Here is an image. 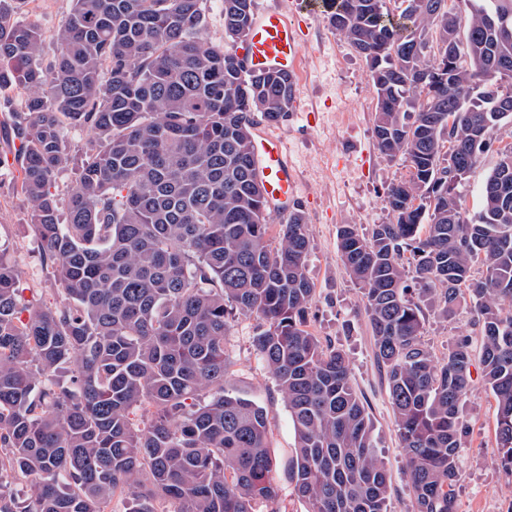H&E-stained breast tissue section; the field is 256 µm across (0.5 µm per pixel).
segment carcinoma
<instances>
[{"mask_svg": "<svg viewBox=\"0 0 512 512\" xmlns=\"http://www.w3.org/2000/svg\"><path fill=\"white\" fill-rule=\"evenodd\" d=\"M24 2L0 0V107L61 300L21 303L0 252V512H103L117 495L122 512H278L267 415L224 385L238 315L259 321L254 345L288 402L308 512H388L348 358L307 329L305 216L290 212L272 246L256 172L252 115L286 119L295 81L209 42L205 0H73L43 66V32L7 8ZM393 2L331 0L330 26L370 72L377 148L408 167L386 191L391 222L367 235L342 224L337 242L385 368L415 512H456L472 336L437 359L422 304L446 318L463 293L475 301L498 465L512 477V143L478 213L460 194L512 122V0ZM222 11L244 42L253 0ZM76 127L91 139L63 224L51 188Z\"/></svg>", "mask_w": 512, "mask_h": 512, "instance_id": "cac0c4a2", "label": "carcinoma"}]
</instances>
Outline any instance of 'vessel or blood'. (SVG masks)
I'll use <instances>...</instances> for the list:
<instances>
[{
  "label": "vessel or blood",
  "mask_w": 512,
  "mask_h": 512,
  "mask_svg": "<svg viewBox=\"0 0 512 512\" xmlns=\"http://www.w3.org/2000/svg\"><path fill=\"white\" fill-rule=\"evenodd\" d=\"M246 46L251 70H282L293 74L298 69L299 44L294 29L282 12L268 11L254 17ZM257 141V164L268 203L271 207L286 209L296 193V172L277 138L262 132Z\"/></svg>",
  "instance_id": "obj_1"
}]
</instances>
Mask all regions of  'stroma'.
Instances as JSON below:
<instances>
[{
  "label": "stroma",
  "instance_id": "35a3bbf8",
  "mask_svg": "<svg viewBox=\"0 0 512 512\" xmlns=\"http://www.w3.org/2000/svg\"><path fill=\"white\" fill-rule=\"evenodd\" d=\"M73 8L72 0H26L17 18L38 25L44 34L43 61L57 53L53 38ZM292 21L301 40L297 99L286 120L269 125L280 136L297 175V194L291 209L301 210L312 241L306 275L315 288L309 328L322 340L346 353L354 387L372 421L376 451L391 479L390 512H414V498L406 475L386 382L374 354L372 334L362 294L346 272L337 246L342 224L370 232L389 222L384 192L407 176L404 162L381 156L373 134L374 93L364 60L329 26L325 14L296 10ZM14 138L0 129V253L16 268L25 299L54 304L59 295L42 258L40 242L29 222V205L17 185ZM469 301H462L455 317H425L422 340L443 357L454 338L472 332ZM255 317L236 316L225 340L230 362L228 386L236 389L268 415L269 447L276 461L273 472L279 487L280 512H306L294 493L289 464L296 437L288 404L253 338ZM462 416L469 436L455 486L457 512H512V478L497 465V409L480 373H473L472 388Z\"/></svg>",
  "mask_w": 512,
  "mask_h": 512
}]
</instances>
